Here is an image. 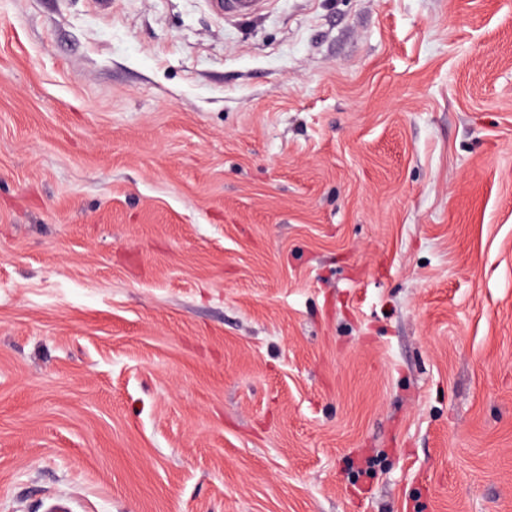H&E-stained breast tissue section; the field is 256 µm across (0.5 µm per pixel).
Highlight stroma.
<instances>
[{"label": "stroma", "instance_id": "35a3bbf8", "mask_svg": "<svg viewBox=\"0 0 512 512\" xmlns=\"http://www.w3.org/2000/svg\"><path fill=\"white\" fill-rule=\"evenodd\" d=\"M512 512V0H0V512Z\"/></svg>", "mask_w": 512, "mask_h": 512}]
</instances>
